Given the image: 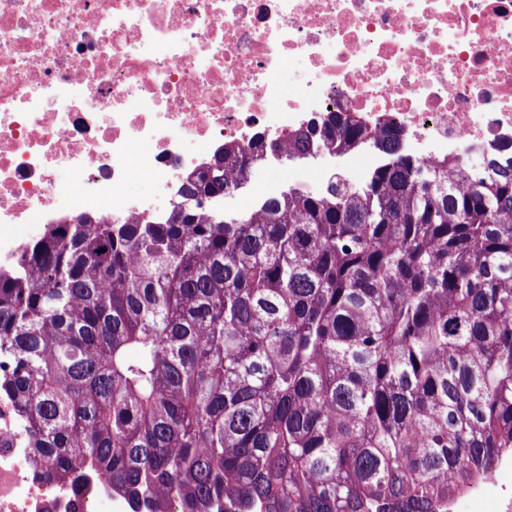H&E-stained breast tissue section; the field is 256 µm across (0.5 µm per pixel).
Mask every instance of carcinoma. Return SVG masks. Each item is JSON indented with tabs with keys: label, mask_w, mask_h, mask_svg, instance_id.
Segmentation results:
<instances>
[{
	"label": "carcinoma",
	"mask_w": 512,
	"mask_h": 512,
	"mask_svg": "<svg viewBox=\"0 0 512 512\" xmlns=\"http://www.w3.org/2000/svg\"><path fill=\"white\" fill-rule=\"evenodd\" d=\"M329 112L283 158L369 145L217 224L271 154L229 141L161 222L47 224L0 266V398L47 481L132 512H446L512 453V141L475 173ZM344 157L346 161L347 174L352 181V178L363 179L366 174L377 164V155L373 156L370 153L363 151L338 156L326 150H318L313 153L308 159L301 163H307L301 166H290L288 168L279 167L275 161L269 162L266 166L261 167L264 169H271L272 174L282 180L288 181L290 186L310 190L319 191L324 187L327 176L332 173L330 167L325 164L317 162L324 159H335L336 168H342V159L336 158ZM316 162V163H314ZM313 163V164H311ZM259 168V169H261Z\"/></svg>",
	"instance_id": "carcinoma-1"
}]
</instances>
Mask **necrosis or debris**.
<instances>
[{"instance_id": "necrosis-or-debris-1", "label": "necrosis or debris", "mask_w": 512, "mask_h": 512, "mask_svg": "<svg viewBox=\"0 0 512 512\" xmlns=\"http://www.w3.org/2000/svg\"><path fill=\"white\" fill-rule=\"evenodd\" d=\"M339 106L480 168L512 138V0H0V241L20 224L163 219L224 142L282 140ZM329 153L273 175L321 190ZM150 183L135 196L128 184ZM0 399V512H117L99 479L35 475ZM512 512V455L448 512Z\"/></svg>"}]
</instances>
